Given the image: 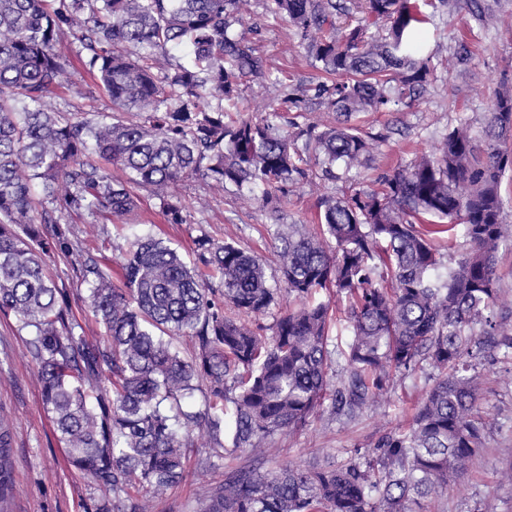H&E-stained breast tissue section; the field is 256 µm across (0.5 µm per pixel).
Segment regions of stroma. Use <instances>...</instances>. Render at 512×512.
I'll list each match as a JSON object with an SVG mask.
<instances>
[{
	"label": "stroma",
	"instance_id": "35a3bbf8",
	"mask_svg": "<svg viewBox=\"0 0 512 512\" xmlns=\"http://www.w3.org/2000/svg\"><path fill=\"white\" fill-rule=\"evenodd\" d=\"M478 7L496 15L495 26L487 28L478 21L474 14ZM424 15L418 41L431 70L424 95L409 107L364 112L355 117L358 125L378 138L371 168L352 171L334 182L299 184L276 211L260 202L238 198L233 189L211 180L188 177L172 189L184 208L186 223H168L158 202L145 195L138 211L124 220L84 214L70 217L75 245L92 255L104 271L118 275L126 239L137 223L142 231L155 234L175 248L188 266H196L194 241L205 235L220 243L236 242L254 252L265 261L268 274H275L279 263L273 247L276 225L301 224L315 231L320 197H343L375 187L377 177L405 168L416 153L437 152L444 135L459 123H467L475 134H482L494 94L501 87L512 88V0H450L446 7L437 2L425 7ZM241 30L273 64L269 84L243 86L241 116L260 117L267 104H281L286 88L291 87L305 99L299 123L326 118V110L314 98L319 72L293 28L265 14L257 4ZM61 46L73 54L78 84L61 91L57 106L110 110L109 99L86 73L83 56L76 53L78 43L73 35L65 34ZM462 47L468 52L466 62L449 67V58ZM51 272L67 292L85 336L101 339L104 329L81 301L84 288L69 260L55 257ZM496 275L500 288L496 319L512 334L511 241L503 242L496 253ZM479 369L483 386L477 407L490 420L483 445L466 477L449 482L447 490L425 500L426 512H512V485L503 483L500 477L501 470L512 465V354L490 349ZM35 371L24 334L18 332L13 319L0 315V408L13 420L12 512H94L102 493L87 476L70 466L64 445L43 410ZM435 375L431 366H422L402 377L351 420L321 411L301 430L275 435V454L261 462L247 450L229 458L207 457L205 450L212 442L206 428L197 427L185 479L164 495L149 498L150 512H200L232 467L273 472L285 465L347 463L368 452L380 436L408 428Z\"/></svg>",
	"mask_w": 512,
	"mask_h": 512
}]
</instances>
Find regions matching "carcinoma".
<instances>
[{"label": "carcinoma", "instance_id": "1", "mask_svg": "<svg viewBox=\"0 0 512 512\" xmlns=\"http://www.w3.org/2000/svg\"><path fill=\"white\" fill-rule=\"evenodd\" d=\"M364 23H338L346 0H264L306 45L324 76L314 88L332 123L285 131L273 109L233 116L241 87L262 85L272 65L232 31L252 0H0V313L27 333L42 405L70 464L112 493L96 512H148L184 478L192 428L203 423L231 456L259 458L272 438L295 432L326 401L356 417L401 376L427 363L439 372L408 430L385 434L368 455L337 466L238 469L202 512H424L422 500L467 474L486 421L476 410L473 361L495 336V258L512 235L501 180L512 168V90L487 114L484 144L460 124L439 152L379 178V188L317 204L318 231L277 225L273 238L288 308L271 335L239 319L267 313L282 291L262 260L234 242L195 240L202 267L150 232L128 242L118 281L73 247L65 218L135 213L134 189L159 202L170 224L186 223L171 188L201 175L266 206L310 177L336 178L368 164L369 136L353 115L420 99L430 74L410 0H354ZM71 32L112 112L52 106L74 84L59 41ZM187 45L191 60H173ZM123 172L117 177L108 167ZM466 249L444 265L425 220ZM71 259L84 303L105 336L91 341L47 258ZM208 270L219 286L208 285ZM350 300L345 375L331 384L329 305ZM190 340L194 356L173 339ZM200 392L201 408L188 403ZM231 407H226V404ZM12 422L0 411V512L13 490Z\"/></svg>", "mask_w": 512, "mask_h": 512}]
</instances>
